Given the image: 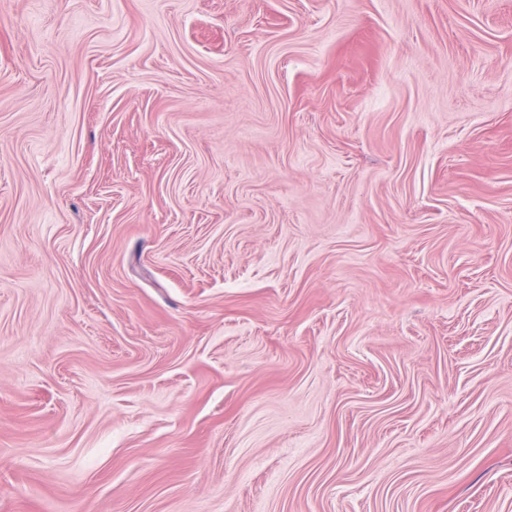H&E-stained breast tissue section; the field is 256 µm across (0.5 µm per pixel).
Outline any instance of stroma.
I'll return each mask as SVG.
<instances>
[{"label":"stroma","instance_id":"35a3bbf8","mask_svg":"<svg viewBox=\"0 0 512 512\" xmlns=\"http://www.w3.org/2000/svg\"><path fill=\"white\" fill-rule=\"evenodd\" d=\"M0 512H512V0H0Z\"/></svg>","mask_w":512,"mask_h":512}]
</instances>
